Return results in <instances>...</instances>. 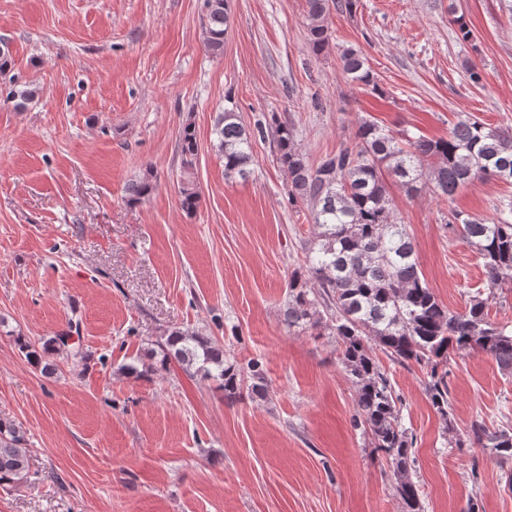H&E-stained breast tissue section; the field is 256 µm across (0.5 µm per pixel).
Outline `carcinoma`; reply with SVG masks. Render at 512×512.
Returning <instances> with one entry per match:
<instances>
[{"mask_svg": "<svg viewBox=\"0 0 512 512\" xmlns=\"http://www.w3.org/2000/svg\"><path fill=\"white\" fill-rule=\"evenodd\" d=\"M357 0H307L308 45L313 54L329 46L324 24L331 10L352 12ZM229 0H203V43L213 55L224 53ZM343 73L353 82L378 90L367 58L347 48L340 54ZM212 147L224 160L227 178H245L253 162V145L264 137L262 124L244 125L234 102L217 114ZM278 161L288 172V195L311 207L318 247L306 251L304 271L288 280V325L326 323L340 339L342 362L356 390L352 424L370 436L384 453L396 478L403 512H424L412 477V439L402 423V401L373 356L377 347L401 364L427 370L426 393L446 424H451L448 358L458 351L491 356L505 375H512V330L490 320L481 292L469 296L462 311L443 305L423 279L407 225L398 220L387 180L412 194L425 182L445 201L467 184L495 177L512 183V128L490 127L464 115L437 140L394 132L363 120L355 142L312 164L298 147L294 127L276 125ZM199 146L195 128L186 124L180 135L181 207L194 213L200 193L194 180ZM155 188L147 174L129 188L139 200ZM452 225L483 260L492 288L512 285V200H505L491 219L452 213ZM19 351L41 372L56 365L42 362L34 344L16 338ZM148 357L161 366L176 361L187 372L203 373L219 382L227 396H241V379L227 361L224 347L197 333L174 331ZM471 444L512 457V427L491 431L471 423ZM28 448L22 428L0 421V487L28 482Z\"/></svg>", "mask_w": 512, "mask_h": 512, "instance_id": "obj_1", "label": "carcinoma"}]
</instances>
